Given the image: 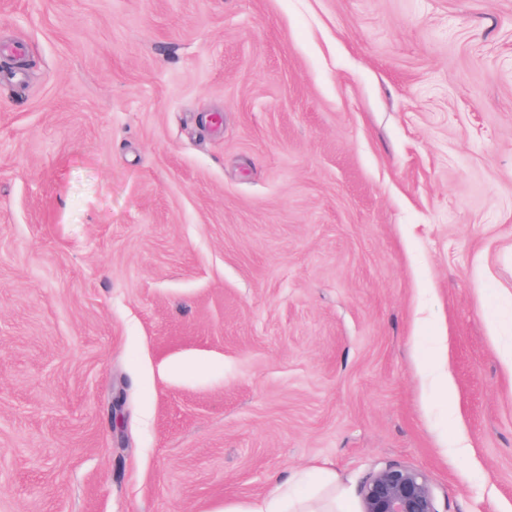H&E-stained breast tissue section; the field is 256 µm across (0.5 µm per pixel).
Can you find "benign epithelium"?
I'll return each mask as SVG.
<instances>
[{
	"label": "benign epithelium",
	"mask_w": 512,
	"mask_h": 512,
	"mask_svg": "<svg viewBox=\"0 0 512 512\" xmlns=\"http://www.w3.org/2000/svg\"><path fill=\"white\" fill-rule=\"evenodd\" d=\"M361 512H438L424 472L386 466L374 472L360 489Z\"/></svg>",
	"instance_id": "1"
}]
</instances>
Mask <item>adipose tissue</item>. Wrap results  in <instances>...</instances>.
<instances>
[{"label":"adipose tissue","mask_w":512,"mask_h":512,"mask_svg":"<svg viewBox=\"0 0 512 512\" xmlns=\"http://www.w3.org/2000/svg\"><path fill=\"white\" fill-rule=\"evenodd\" d=\"M307 474L293 475L285 481H276L274 491L244 504L225 506L224 512H348L342 497H331L325 504H315L314 492L297 494V487L307 484Z\"/></svg>","instance_id":"ef3b65f1"}]
</instances>
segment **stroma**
Masks as SVG:
<instances>
[{
    "label": "stroma",
    "instance_id": "1",
    "mask_svg": "<svg viewBox=\"0 0 512 512\" xmlns=\"http://www.w3.org/2000/svg\"><path fill=\"white\" fill-rule=\"evenodd\" d=\"M508 355L512 0H0V512H512ZM361 512H438L424 472L386 466L374 472L360 489ZM309 482L306 473L295 474L288 480L275 479V490L264 497L244 504L224 505L222 512H349L346 500L333 495L325 504L313 503L316 491L313 487L305 495L296 488Z\"/></svg>",
    "mask_w": 512,
    "mask_h": 512
}]
</instances>
